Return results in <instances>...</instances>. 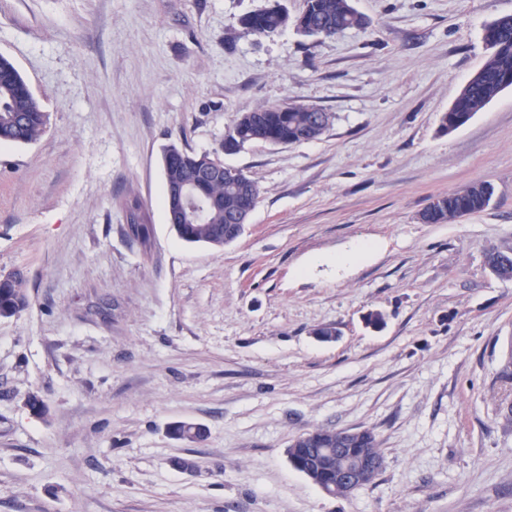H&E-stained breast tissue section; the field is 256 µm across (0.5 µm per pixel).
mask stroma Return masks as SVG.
<instances>
[{
	"label": "stroma",
	"mask_w": 512,
	"mask_h": 512,
	"mask_svg": "<svg viewBox=\"0 0 512 512\" xmlns=\"http://www.w3.org/2000/svg\"><path fill=\"white\" fill-rule=\"evenodd\" d=\"M271 2L0 0V55L48 116L0 145V275L29 294L0 318V512H512V280L484 262L512 247V87L439 130L512 0H353L365 27L225 42ZM284 103L331 123L221 150L238 113ZM173 142L258 182L232 244L168 223ZM478 181L487 208L422 223ZM181 421L205 439H175ZM322 427L382 450L349 498L288 460ZM128 227L132 236L145 244L149 241V227L143 206L137 196L129 195L124 202Z\"/></svg>",
	"instance_id": "stroma-1"
}]
</instances>
